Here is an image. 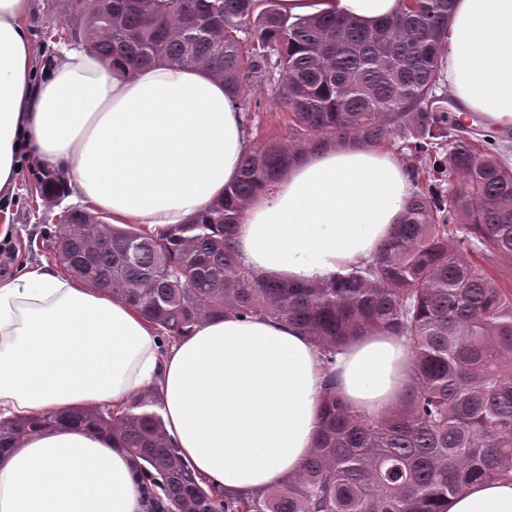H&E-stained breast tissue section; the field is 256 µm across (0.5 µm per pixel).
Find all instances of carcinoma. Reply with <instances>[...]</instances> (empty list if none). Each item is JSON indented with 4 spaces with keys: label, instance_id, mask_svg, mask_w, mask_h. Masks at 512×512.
I'll list each match as a JSON object with an SVG mask.
<instances>
[{
    "label": "carcinoma",
    "instance_id": "obj_1",
    "mask_svg": "<svg viewBox=\"0 0 512 512\" xmlns=\"http://www.w3.org/2000/svg\"><path fill=\"white\" fill-rule=\"evenodd\" d=\"M164 17L132 0L70 14L71 39L109 69L158 64L224 79L243 112L246 80L272 84L295 144L246 153L224 198L162 234L62 215L67 272L136 308L167 344L227 314L303 330L324 365L313 447L300 471L262 492L226 495L169 444L161 398L36 419H0V454L28 433L68 424L109 433L133 458L153 512H445L477 481L512 479V164L499 135H472L441 105L455 0H408L365 26L291 18L269 0H170ZM253 43L252 51L242 44ZM401 141L414 190L369 260L329 281L290 285L246 268L233 238L247 202L273 192L296 156L324 143ZM372 331L404 339L411 374L396 406L352 411L336 395V357Z\"/></svg>",
    "mask_w": 512,
    "mask_h": 512
}]
</instances>
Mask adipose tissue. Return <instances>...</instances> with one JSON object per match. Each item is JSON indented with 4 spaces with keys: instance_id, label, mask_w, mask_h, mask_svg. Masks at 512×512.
I'll list each match as a JSON object with an SVG mask.
<instances>
[{
    "instance_id": "adipose-tissue-1",
    "label": "adipose tissue",
    "mask_w": 512,
    "mask_h": 512,
    "mask_svg": "<svg viewBox=\"0 0 512 512\" xmlns=\"http://www.w3.org/2000/svg\"><path fill=\"white\" fill-rule=\"evenodd\" d=\"M279 5L291 16L371 25L402 0ZM30 11L31 0H0V198L14 191L24 150L116 224L161 232L223 196L249 138L222 78L168 65L122 75L70 47L34 80ZM445 80L468 111L512 127V0H456ZM411 191L388 149L307 151L273 193L248 202L236 250L245 266L285 283L331 278L378 251ZM409 374L403 339L370 333L338 355L336 390L354 411L374 414L399 402ZM323 386L317 351L281 322L228 314L164 351L135 308L52 266L0 281V411L117 409L158 393L178 457L229 493L264 491L299 471ZM133 470L109 435L43 429L0 456V512H145ZM447 512H512V481L468 486Z\"/></svg>"
}]
</instances>
